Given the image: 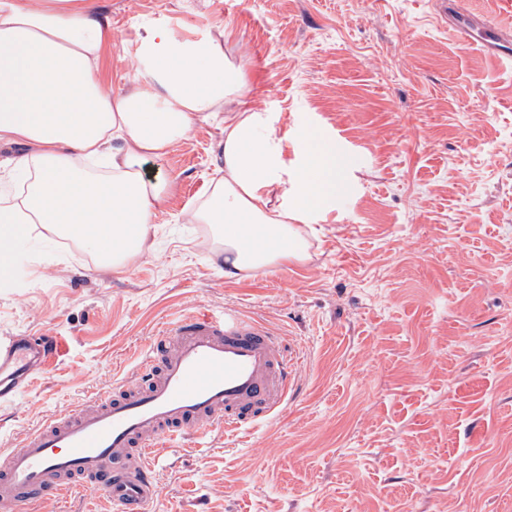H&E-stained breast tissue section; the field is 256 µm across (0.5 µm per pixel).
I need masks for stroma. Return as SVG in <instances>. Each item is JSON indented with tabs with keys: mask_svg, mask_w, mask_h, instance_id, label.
Returning <instances> with one entry per match:
<instances>
[{
	"mask_svg": "<svg viewBox=\"0 0 512 512\" xmlns=\"http://www.w3.org/2000/svg\"><path fill=\"white\" fill-rule=\"evenodd\" d=\"M93 2L122 35L104 87L131 84L162 21L212 38L245 85L147 159L168 195L127 270L32 225L0 335L62 345L0 401V454L132 376L161 322L236 308L299 353L295 393L207 451L159 443L151 512H512V68L458 43L434 0ZM257 107L285 148L308 126L334 142L347 187L304 225L305 260L228 279L186 210L219 175L225 116Z\"/></svg>",
	"mask_w": 512,
	"mask_h": 512,
	"instance_id": "1",
	"label": "stroma"
}]
</instances>
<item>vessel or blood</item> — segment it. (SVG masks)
Instances as JSON below:
<instances>
[{"label": "vessel or blood", "instance_id": "b4317fda", "mask_svg": "<svg viewBox=\"0 0 512 512\" xmlns=\"http://www.w3.org/2000/svg\"><path fill=\"white\" fill-rule=\"evenodd\" d=\"M57 339L0 336V398L47 368ZM299 354L267 325L236 309L163 322L132 382L71 406L0 456V512H24L46 497L80 490L113 512H148L159 496L158 441L194 436L205 447L218 428L237 434L288 405Z\"/></svg>", "mask_w": 512, "mask_h": 512}]
</instances>
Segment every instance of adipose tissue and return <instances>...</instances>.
I'll return each mask as SVG.
<instances>
[{"mask_svg":"<svg viewBox=\"0 0 512 512\" xmlns=\"http://www.w3.org/2000/svg\"><path fill=\"white\" fill-rule=\"evenodd\" d=\"M112 38L92 0H0V142L33 146L17 173L27 193L0 192V280L30 225L88 246L106 268L141 254L168 185L142 174L191 125L239 96L244 79L207 38L182 40L155 26L136 50L140 88L111 91L95 76ZM289 172L281 139L264 112L224 119V174L189 221L207 224L224 246V275L247 274L307 256L301 227L345 188L346 163L314 127L296 143ZM280 205H271V190Z\"/></svg>","mask_w":512,"mask_h":512,"instance_id":"adipose-tissue-1","label":"adipose tissue"}]
</instances>
